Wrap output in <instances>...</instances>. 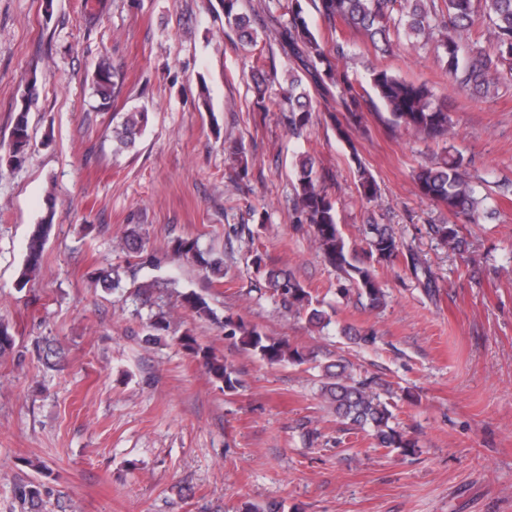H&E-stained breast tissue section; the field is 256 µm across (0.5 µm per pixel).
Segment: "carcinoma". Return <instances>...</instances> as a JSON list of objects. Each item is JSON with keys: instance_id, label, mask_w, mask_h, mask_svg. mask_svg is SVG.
Instances as JSON below:
<instances>
[{"instance_id": "obj_1", "label": "carcinoma", "mask_w": 512, "mask_h": 512, "mask_svg": "<svg viewBox=\"0 0 512 512\" xmlns=\"http://www.w3.org/2000/svg\"><path fill=\"white\" fill-rule=\"evenodd\" d=\"M224 11L225 25L241 41L257 44V28L243 7V0H219ZM305 0H265L264 11L275 23L270 34L277 41L293 66L278 71L276 66L261 62L257 56L250 65L258 105L265 111L282 113L293 134H303L313 122V107L309 88L323 95L338 89L336 104L343 113L337 122L340 137L346 139L350 159L355 165L357 189L365 200L377 195L376 181L366 167L346 128L362 123L360 102L373 92L387 113L389 131H411L424 142L445 143L451 131V115L446 98L436 96L425 83L406 81L386 68L369 70L368 86L354 85L348 75L338 71L335 61L344 55L339 43L325 45L307 19ZM316 12L331 23L337 21L362 32L379 46L384 54L392 51L391 35L404 34L412 45L425 46L432 42L443 71L456 91L461 94H489L498 87L505 75L512 76V0H482L483 13L490 30L489 47L467 42L475 12L474 0H310ZM122 72L108 58L96 63L92 74V93L101 103L113 99L123 83ZM279 84L280 95L266 97V88ZM147 124V112L135 110L124 113L120 125L112 130L115 151L131 149L136 136ZM27 105H22L15 117L9 144L8 163L22 164L30 146ZM465 158L459 153L443 150L431 165L419 168L414 180L419 194L448 210V214L467 224L480 223L476 183L465 179L462 168ZM315 161L309 156L299 162L300 176L294 184L293 222L307 224L324 260L343 274L346 285L338 293H352L367 302L371 309L384 306L386 295L377 280L372 262L390 261L403 253L404 243L388 224L368 222L360 228L366 248L364 256L346 242L339 227L336 203L324 186V179L314 172ZM53 215H48L31 233L27 253L19 274L20 287H25L42 260L46 241L52 227ZM435 235L448 242L460 254L466 252V241L453 224H435ZM123 248L130 254H140L144 241L140 225L129 227L123 238ZM178 259L190 263L207 274L212 282H224V261L211 250L200 248L198 240L178 238L172 243ZM263 271L272 296L288 312L305 315L308 323L319 330L331 323L325 312L314 304L309 290L289 271L270 266L262 255L253 258ZM120 267L99 272L98 280L107 289L121 287ZM184 307L198 318L217 322L224 336L234 340L241 351L254 355L268 364L301 366L310 361V353L286 339L264 335L257 326L241 317L226 315L219 318L206 299L193 292L183 295ZM170 322L159 313L149 324L144 339L147 344L160 341L168 333ZM178 344L194 358L216 381L224 384V392L234 393L241 386L238 372L226 359L201 347L189 333L177 337ZM372 381L357 380L350 364L338 359L322 366L320 396L336 417L359 427L370 439V447L397 450L407 456L418 447L397 422L391 404L380 399L371 389ZM49 493L41 484L17 483L15 498L31 508L38 507L43 494Z\"/></svg>"}]
</instances>
